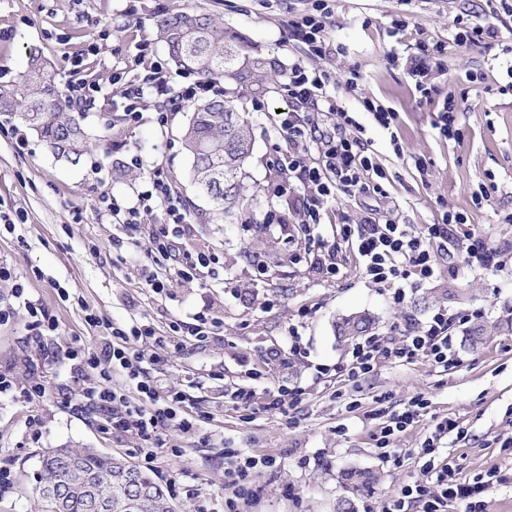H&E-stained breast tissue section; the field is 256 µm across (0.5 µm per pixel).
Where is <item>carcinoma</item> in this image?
<instances>
[{
    "mask_svg": "<svg viewBox=\"0 0 512 512\" xmlns=\"http://www.w3.org/2000/svg\"><path fill=\"white\" fill-rule=\"evenodd\" d=\"M157 36L166 45L174 64L204 83L224 81L255 94L265 91V78L284 75L275 58L255 56L244 41L228 32L224 24L206 13L178 11L157 21ZM76 106L55 83L50 64L36 52L29 53L25 69L12 83L0 84V115L36 133L59 160L77 164L88 151L89 137L80 125ZM181 142L189 158V178L210 200V212L199 218L210 222L234 211L245 210L248 196L243 181L253 153V137L248 120L235 109L233 101L215 98L187 107ZM376 321L368 312L338 318L335 334L342 343H353L372 333ZM501 324H474L467 333L473 349L497 333ZM128 460L107 456L94 448H52L40 460L36 493L43 512H93L88 507V485L101 498L112 499V512H173L165 489L147 472L138 470L139 494L147 497L139 504L126 501L121 473ZM348 495L336 503V512H356L355 499L376 482L373 473L349 469L341 474ZM64 487L67 495L59 510L46 495L51 487Z\"/></svg>",
    "mask_w": 512,
    "mask_h": 512,
    "instance_id": "cac0c4a2",
    "label": "carcinoma"
}]
</instances>
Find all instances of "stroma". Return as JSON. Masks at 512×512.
<instances>
[{"label": "stroma", "mask_w": 512, "mask_h": 512, "mask_svg": "<svg viewBox=\"0 0 512 512\" xmlns=\"http://www.w3.org/2000/svg\"><path fill=\"white\" fill-rule=\"evenodd\" d=\"M314 0H0V83L16 80L29 51L51 63L60 87L80 74L94 88L82 123L97 144L79 164L57 160L35 133L0 119V373L17 385L0 394V467L11 485L0 512H38L34 492L40 456L49 448H95L145 466L163 484L175 512H335L344 490L342 470L378 478L357 512H380L421 479L417 451L437 420L455 418L459 432L439 447L461 479L491 468L506 480L484 497L485 512H512V332L470 349L466 334L478 321L512 319V0H332L326 30L335 47L313 58L292 37L291 23ZM192 7L223 20L253 54L337 76L331 95L371 139L387 172L379 194L338 195L323 204L318 234L332 245L335 277L301 224L304 190L286 169L272 166L287 153V136L270 115L285 108L281 83L245 97L239 107L253 127L254 149L245 185L248 213L201 223L209 202L187 179L180 140L184 115L171 100L191 75L170 64L156 35L166 12ZM492 25V47L451 44L454 19ZM407 28L393 34L396 22ZM441 42V60H424L420 46ZM163 67L165 83L153 72ZM358 85L348 88L350 72ZM144 88L138 122L121 107L127 90ZM462 105L457 136L434 122L448 96ZM396 114L392 129L378 126L365 101ZM117 124L104 132V114ZM170 184L169 205L142 210L139 223L117 224L110 204L130 207L152 179ZM182 209L188 229L174 261L178 275L152 291L145 274L151 230ZM416 232L445 213L466 216L472 240L493 247L496 263L470 258L452 241L437 256L440 274L407 289L403 302L389 286L365 279L357 252L336 236L338 225L367 212ZM216 260V275L192 269L197 255ZM37 314H30V307ZM464 316L455 325L457 362L441 368L423 359L379 362L363 377H347L351 348L336 339L337 318L375 317V334L395 342L435 309ZM97 323L86 321V314ZM147 324L155 337L138 341L157 354L148 377L159 396L179 393L180 413L201 415L189 430L167 427L153 462L137 443L113 431L107 414L82 406L65 350L74 339L94 345L106 327ZM45 384L43 398L19 390ZM298 391L283 411L266 404L279 386ZM239 388L251 404L231 401ZM428 406L399 433L386 457L373 433L414 397ZM260 460L241 490L228 475L226 451ZM273 466H264V459ZM402 498V497H401Z\"/></svg>", "instance_id": "stroma-1"}]
</instances>
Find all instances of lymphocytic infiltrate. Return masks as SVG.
Instances as JSON below:
<instances>
[{
	"instance_id": "1",
	"label": "lymphocytic infiltrate",
	"mask_w": 512,
	"mask_h": 512,
	"mask_svg": "<svg viewBox=\"0 0 512 512\" xmlns=\"http://www.w3.org/2000/svg\"><path fill=\"white\" fill-rule=\"evenodd\" d=\"M328 2L315 0L314 14L302 16L293 23L295 36L308 46L311 55L318 58L330 50L325 31ZM328 81L329 77L324 72L301 67L292 69L284 85L288 107L273 116L275 129L286 134L292 145L288 156V176L303 187L308 200L307 215L315 224L320 221L317 206L321 200L340 191L351 196L370 191L382 192V182L386 177L384 169L374 161L372 141L364 138L362 128L351 115H344L345 130L339 136H332L320 128L317 112L333 113L339 109L338 103L332 101L326 92ZM302 109L312 111V118L300 121L298 112ZM313 152L318 153L320 165L308 163L307 158ZM169 216V223L153 232L151 239L156 271L145 285L157 290L165 286L164 270L167 261L173 257L174 241L184 236L186 229L183 213L173 208ZM464 223L462 216L450 214L444 223L429 225L426 232L416 234L409 225L390 220L383 222L368 216L360 223L341 225L339 235L356 249L369 282L394 286L393 298L399 302L405 297V285L421 284L439 275L436 254L445 242L459 235ZM449 328L448 312L440 309L420 326L409 329L398 343L388 345L374 337L361 339L352 347L349 375L353 378L366 375L383 359L410 363L426 358L444 368L454 365L456 353ZM142 336V329L136 327L128 332L115 329L103 336L100 351H93L77 340L66 355L72 372L87 382L84 398L101 411L111 414L113 428L137 435L142 441L141 453L150 460L154 457V448L161 445L159 430L165 422L178 420L185 429L192 428L193 423L189 419L178 418V397L157 399L153 387L145 380L142 358L131 354L128 347L131 339ZM116 374L138 383L147 397L145 405L122 412L114 410L118 394L110 382ZM455 428L454 420L441 419L436 423L432 437L421 445L420 455L426 460L433 485L429 488L418 485L406 489L405 494L422 501L423 512H447L449 502L458 500L469 501L468 512H483L477 497L492 488L496 481L495 472L490 471L480 483L471 485L460 481L451 464L437 462L438 440Z\"/></svg>"
}]
</instances>
